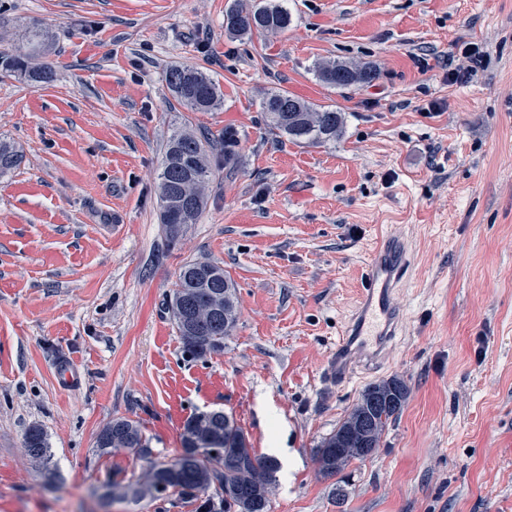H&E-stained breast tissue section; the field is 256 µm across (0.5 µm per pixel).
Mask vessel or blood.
Listing matches in <instances>:
<instances>
[{"label": "vessel or blood", "mask_w": 512, "mask_h": 512, "mask_svg": "<svg viewBox=\"0 0 512 512\" xmlns=\"http://www.w3.org/2000/svg\"><path fill=\"white\" fill-rule=\"evenodd\" d=\"M406 265L407 250L402 241L385 240L371 252L356 312L327 362L328 376L345 381L357 367L388 359L387 345L401 328L394 296Z\"/></svg>", "instance_id": "vessel-or-blood-1"}]
</instances>
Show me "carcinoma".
I'll use <instances>...</instances> for the list:
<instances>
[{
  "label": "carcinoma",
  "instance_id": "carcinoma-1",
  "mask_svg": "<svg viewBox=\"0 0 512 512\" xmlns=\"http://www.w3.org/2000/svg\"><path fill=\"white\" fill-rule=\"evenodd\" d=\"M288 10L272 0H234L224 16V30L231 36L253 32L281 34L288 30ZM26 50L0 56V67L28 82L47 83L53 78L49 64H32L35 56L50 48L52 34L32 22L25 33ZM323 83L338 89L363 86L377 79L369 64L324 63L315 70ZM166 81L176 102L191 112H208L220 100L213 79L195 67L176 66ZM272 130L291 140L323 146L343 136L345 114L332 105L305 101L286 90L269 93L261 103ZM17 150L0 141V175L16 167ZM206 141L187 129L171 134L159 174L161 223L175 241L185 229L198 223L205 206V190L212 181ZM184 352L197 359L224 349L239 321L237 288L224 267L210 260H191L182 265L176 288L167 301ZM409 387L396 376L367 386L336 430L315 448L320 472L327 477L342 474L352 463L372 458L388 425L401 413ZM180 467L165 469L153 464L142 482L121 488L118 496L139 501L157 500L170 489L199 502L196 512H270L280 463L259 457L247 448L242 430L222 410L194 413L183 426ZM97 448L134 449L149 454L139 426L132 420H112L99 434ZM29 460L48 468L51 451L43 430L31 427L24 438Z\"/></svg>",
  "mask_w": 512,
  "mask_h": 512
}]
</instances>
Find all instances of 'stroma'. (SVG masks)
<instances>
[{
	"instance_id": "stroma-1",
	"label": "stroma",
	"mask_w": 512,
	"mask_h": 512,
	"mask_svg": "<svg viewBox=\"0 0 512 512\" xmlns=\"http://www.w3.org/2000/svg\"><path fill=\"white\" fill-rule=\"evenodd\" d=\"M231 0H0V53L31 21L51 28L53 82L0 72V512H196L112 500L115 482L182 451L186 419L221 409L259 456L285 448L271 512H512V0H285L277 36L224 30ZM477 44L482 67L449 81ZM374 64L365 87L319 81V62ZM218 81L213 112L179 106L165 74ZM285 90L346 114L308 146L270 132ZM213 142L199 223L174 243L156 176L173 130ZM238 163L224 167V132ZM403 239L402 328L388 363L346 382L324 365L352 314L372 243ZM221 263L239 322L222 351L185 355L166 309L181 266ZM76 371L58 383L57 366ZM408 400L347 497L314 448L369 384ZM150 455L98 451L113 419ZM47 435L52 473L22 451Z\"/></svg>"
}]
</instances>
